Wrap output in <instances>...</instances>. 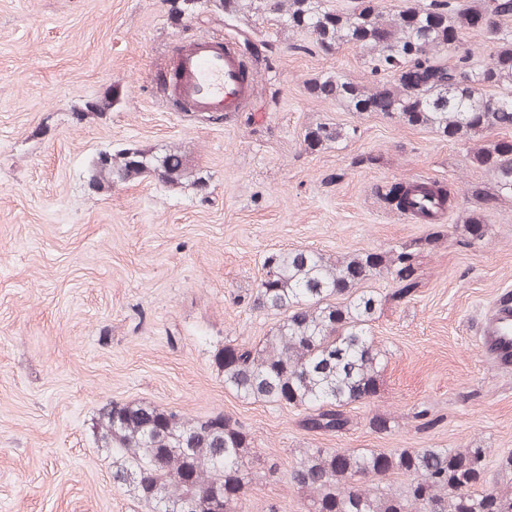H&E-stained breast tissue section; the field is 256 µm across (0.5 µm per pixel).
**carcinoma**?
<instances>
[{
  "label": "carcinoma",
  "instance_id": "1",
  "mask_svg": "<svg viewBox=\"0 0 512 512\" xmlns=\"http://www.w3.org/2000/svg\"><path fill=\"white\" fill-rule=\"evenodd\" d=\"M215 2L226 17L276 12L281 24L325 51L355 44L366 51L373 73L395 75L407 66L428 73L424 80L400 78L370 90L338 72L312 87L316 96L353 112H381L461 143L512 128V0H412L390 15L361 0L352 8L331 0ZM470 31L483 36L486 57L473 61L465 52L442 63L448 36L462 39ZM346 138L323 125L307 131L304 142L316 150ZM469 160L494 176L492 189L475 184L468 188L471 196L484 205L512 198V156L503 141L477 148ZM148 176L182 183L190 176L185 155L178 149L106 152L93 161L89 185L106 192ZM465 232L470 243L485 236L482 214L468 218ZM415 251L416 245L401 243L336 261L308 249L267 255L253 307L278 321L262 342L229 341L217 352L224 388L243 401L302 409L309 431L346 429V407L377 395L385 358L370 326L383 297L364 284L390 276L399 284L391 299L406 297L417 286ZM98 426L102 447L112 449V480L148 512H205L220 499L224 512H237L259 460L251 438L222 413L190 418L150 404L112 403L99 412ZM483 454L482 448H305L289 478L302 494L303 512H512V456L499 463L502 483L486 479ZM392 477L403 484L391 488L386 480Z\"/></svg>",
  "mask_w": 512,
  "mask_h": 512
}]
</instances>
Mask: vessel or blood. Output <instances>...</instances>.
<instances>
[{"label": "vessel or blood", "mask_w": 512, "mask_h": 512, "mask_svg": "<svg viewBox=\"0 0 512 512\" xmlns=\"http://www.w3.org/2000/svg\"><path fill=\"white\" fill-rule=\"evenodd\" d=\"M167 102L175 110L217 117L248 109L255 96L256 75L235 43L199 36L175 44L173 61L159 77ZM441 217L437 201L406 196V213ZM480 353L500 370L512 369V293L496 295L477 322Z\"/></svg>", "instance_id": "b4317fda"}]
</instances>
